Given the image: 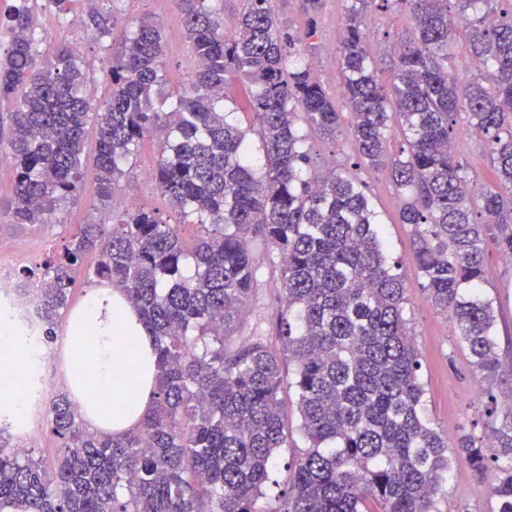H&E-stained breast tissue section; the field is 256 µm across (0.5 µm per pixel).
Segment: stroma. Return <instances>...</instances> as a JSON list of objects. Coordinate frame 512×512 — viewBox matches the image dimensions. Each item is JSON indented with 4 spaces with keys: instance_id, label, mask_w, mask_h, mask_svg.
<instances>
[{
    "instance_id": "1",
    "label": "stroma",
    "mask_w": 512,
    "mask_h": 512,
    "mask_svg": "<svg viewBox=\"0 0 512 512\" xmlns=\"http://www.w3.org/2000/svg\"><path fill=\"white\" fill-rule=\"evenodd\" d=\"M104 7V0H72L69 17L62 21L48 0H41L36 32L51 41L75 42L80 32L89 30L90 14ZM345 7L346 0H322L319 10L310 15L303 10L302 0H272L273 11L282 23L298 29L315 23L318 50L313 63L324 88L341 111L346 103L335 49L342 33ZM117 10L123 19L122 26L116 27L111 37L86 42L80 51L97 80L96 92L105 91L101 78L120 49L125 30L134 29L144 19L156 21L162 28L168 87L176 90L185 86L196 59L173 6L167 0H118ZM164 138V131L157 130L139 144L132 164L121 178L120 195L138 206L166 214L170 211L167 199L152 177L158 146ZM306 147L315 169L321 170L331 167L334 158L352 154L354 143L349 126L344 123L335 139L313 134L307 139ZM359 176L367 184L380 215L387 252L392 259L400 261V272L409 290L407 317L422 362L426 415L448 439H455L464 431L475 440H482L485 429L478 418L486 392H493L499 403L512 401V261L503 259L493 249L486 254L482 293L494 303L498 352L503 362L498 379L488 386L475 377L468 348L454 333L447 312L433 307L426 299L422 278L413 263V232L410 225L400 221L396 189L381 172L365 168ZM94 199L95 184L88 178L75 199L61 204L56 222L30 227L11 223L8 215H1L0 241L7 242L8 248L0 251V260L15 263L21 269L36 267L51 250L61 248L70 240L79 225L95 219ZM440 507L442 512H493L494 503L466 460L460 459L449 475Z\"/></svg>"
}]
</instances>
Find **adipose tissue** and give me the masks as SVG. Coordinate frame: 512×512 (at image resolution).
<instances>
[{
	"mask_svg": "<svg viewBox=\"0 0 512 512\" xmlns=\"http://www.w3.org/2000/svg\"><path fill=\"white\" fill-rule=\"evenodd\" d=\"M66 331L68 338L88 343L87 349L68 351L64 381L71 399L89 425L123 434L147 413L156 373L152 339L137 309L120 289L95 286ZM104 394L112 401L108 420L91 408Z\"/></svg>",
	"mask_w": 512,
	"mask_h": 512,
	"instance_id": "adipose-tissue-1",
	"label": "adipose tissue"
}]
</instances>
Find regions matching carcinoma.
I'll use <instances>...</instances> for the list:
<instances>
[{
	"instance_id": "carcinoma-1",
	"label": "carcinoma",
	"mask_w": 512,
	"mask_h": 512,
	"mask_svg": "<svg viewBox=\"0 0 512 512\" xmlns=\"http://www.w3.org/2000/svg\"><path fill=\"white\" fill-rule=\"evenodd\" d=\"M30 2L14 0L4 14L12 38L0 55V100L13 109L0 150L16 181L8 215L13 224L52 222L87 175L101 215L30 274L40 346L57 342L74 277L97 251L103 258L86 280L122 289L136 307L157 375L148 413L119 437L93 429L58 392L42 418L56 441L48 461L18 450L0 427V512H441L458 457L477 478L492 475L494 512H512V404L501 409L486 391L491 448L461 433L448 452L425 414L408 288L356 174L388 172L400 222L413 227L426 299L449 313L480 380L493 381L495 315L480 286L489 245L512 259V0H347L337 60L356 149L324 172L313 168L302 128L334 139L341 113L314 72L313 23L299 31L279 22L271 0H244L227 37L212 0H176L199 60L187 85L165 90L162 29L144 20L96 98L82 56L35 37ZM391 9L412 32L397 42L385 77L369 21ZM90 26L111 34L113 8L92 13ZM458 41L477 71L465 82L452 53ZM236 82L251 88L260 165L228 106ZM393 113L404 140L396 151ZM462 122L485 138L490 184L469 177L474 165L455 148ZM163 127L176 136L161 144L152 176L180 218L204 228L189 253L180 224L144 207L112 210L138 143ZM255 244L278 271L280 327L241 339L260 272ZM286 364L307 446L292 458L288 489L261 509L290 436L280 396Z\"/></svg>"
}]
</instances>
